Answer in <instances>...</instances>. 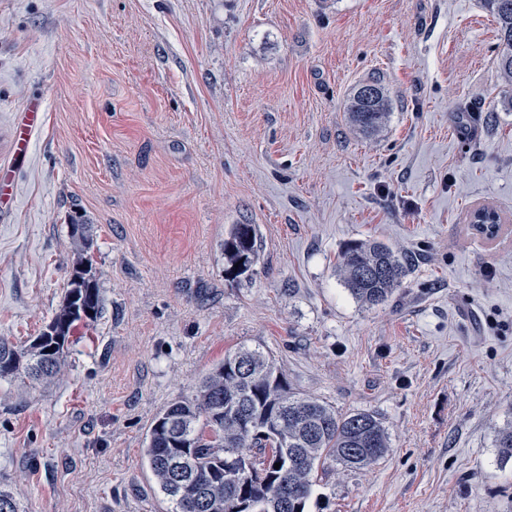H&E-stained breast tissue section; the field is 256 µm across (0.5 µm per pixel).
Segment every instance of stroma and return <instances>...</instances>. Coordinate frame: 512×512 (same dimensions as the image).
<instances>
[{"mask_svg":"<svg viewBox=\"0 0 512 512\" xmlns=\"http://www.w3.org/2000/svg\"><path fill=\"white\" fill-rule=\"evenodd\" d=\"M480 0H0V336L58 311L69 219L91 227L103 309L63 375L0 379V486L23 512H169L143 455L161 409L239 347L293 392L369 411L391 440L336 462L308 512H512V82ZM380 78L390 119L346 104ZM494 207L497 236L467 216ZM259 228L224 274L230 225ZM380 240L411 266L361 305L338 257ZM373 87L374 94L365 98L363 89ZM388 99L385 87L379 80L362 84L351 99L348 112L354 127L364 135L379 131L388 118ZM43 116V99L35 97L29 100L17 114L12 128V156L15 164H23L28 156L32 133L40 126ZM258 259V230L254 224H233L224 238V272L237 278L253 271ZM239 263L238 267L235 264Z\"/></svg>","mask_w":512,"mask_h":512,"instance_id":"obj_1","label":"stroma"}]
</instances>
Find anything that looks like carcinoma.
<instances>
[{"label":"carcinoma","mask_w":512,"mask_h":512,"mask_svg":"<svg viewBox=\"0 0 512 512\" xmlns=\"http://www.w3.org/2000/svg\"><path fill=\"white\" fill-rule=\"evenodd\" d=\"M497 24L503 50L498 65L512 80V0H483ZM371 87L370 98L363 88ZM348 112L364 135L388 118L385 87L362 84ZM74 261L62 305L27 345L0 338V378L21 373L42 383L61 374L65 346L81 323L96 322L103 305L87 227L73 218ZM258 259L254 224H234L224 238V272L237 278ZM407 263L378 241L348 245L339 260L341 281L354 299L379 305L392 295ZM390 448L380 418L357 411L342 414L318 399L290 392L283 373L258 348L224 356L193 393L168 405L155 419L144 457L171 512H305L313 479L333 460L345 469L376 463ZM498 460H512V423L496 435ZM279 468H274L276 463Z\"/></svg>","instance_id":"carcinoma-1"}]
</instances>
